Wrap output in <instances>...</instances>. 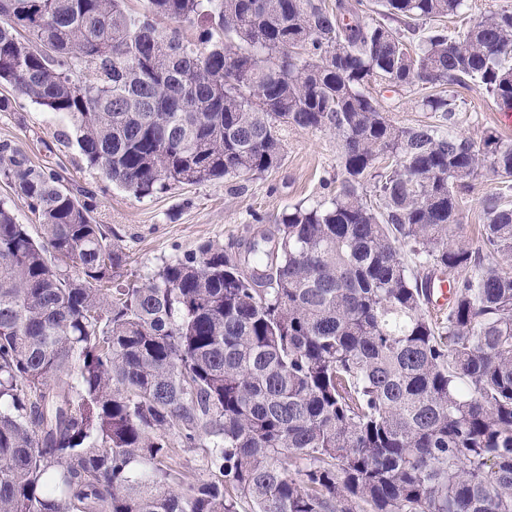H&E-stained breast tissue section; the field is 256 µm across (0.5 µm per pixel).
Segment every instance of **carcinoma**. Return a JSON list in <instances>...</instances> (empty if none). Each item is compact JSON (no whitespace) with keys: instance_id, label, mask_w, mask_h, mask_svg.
Masks as SVG:
<instances>
[{"instance_id":"carcinoma-1","label":"carcinoma","mask_w":512,"mask_h":512,"mask_svg":"<svg viewBox=\"0 0 512 512\" xmlns=\"http://www.w3.org/2000/svg\"><path fill=\"white\" fill-rule=\"evenodd\" d=\"M124 2L0 0V112L64 116L138 198L263 176L292 131L334 133L341 178L243 258L207 242L140 282L90 191L1 146L39 224L0 204V512H512V140L401 126L371 93L512 108V10L450 35L468 0ZM484 169L476 249L453 229ZM178 462L183 471L196 478L217 480L218 473L213 472L207 464L206 457L200 448H178Z\"/></svg>"}]
</instances>
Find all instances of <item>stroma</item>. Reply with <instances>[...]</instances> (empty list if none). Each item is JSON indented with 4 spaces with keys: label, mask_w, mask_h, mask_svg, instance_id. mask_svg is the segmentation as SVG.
<instances>
[{
    "label": "stroma",
    "mask_w": 512,
    "mask_h": 512,
    "mask_svg": "<svg viewBox=\"0 0 512 512\" xmlns=\"http://www.w3.org/2000/svg\"><path fill=\"white\" fill-rule=\"evenodd\" d=\"M374 96L391 108V118L401 125L443 124L440 113L423 111L420 92L394 93L376 87ZM462 105L454 117L455 129L463 137L481 142L487 133L512 139V125L501 118V109L480 88L461 93ZM69 123L21 98L15 111L0 112V143L18 149L33 163L65 175L95 195L93 216L97 223L112 227L129 257L131 279L151 277L162 261L182 255L198 245L213 242L228 245L248 236L257 227L277 224L288 207L330 196L342 172L338 140L330 132H293L288 136L285 159L272 173L235 188L215 180L180 186L157 196L136 198L112 186L81 156L75 142L66 140ZM491 172L472 180L463 197L459 233L479 245L483 201L499 188Z\"/></svg>",
    "instance_id": "obj_1"
}]
</instances>
